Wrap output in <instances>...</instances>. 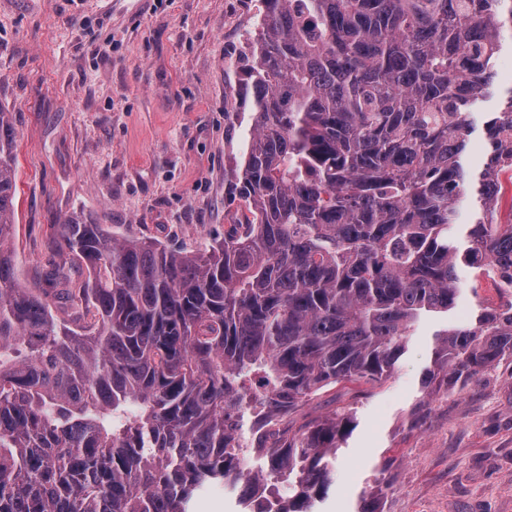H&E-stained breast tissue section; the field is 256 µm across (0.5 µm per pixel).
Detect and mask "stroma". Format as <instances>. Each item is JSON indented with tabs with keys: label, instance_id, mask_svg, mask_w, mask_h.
I'll return each mask as SVG.
<instances>
[{
	"label": "stroma",
	"instance_id": "obj_1",
	"mask_svg": "<svg viewBox=\"0 0 512 512\" xmlns=\"http://www.w3.org/2000/svg\"><path fill=\"white\" fill-rule=\"evenodd\" d=\"M261 10V0H0V109L14 123L24 284L57 261L54 228L69 218L172 249L223 238L239 209L228 184L249 137L242 69ZM494 86L474 114L473 171L512 71L498 68ZM492 295L463 269L456 306L411 327L388 381L304 405L311 417L339 406L355 417L315 512L365 502L374 512H512V364L461 391L423 386L436 333L469 322Z\"/></svg>",
	"mask_w": 512,
	"mask_h": 512
}]
</instances>
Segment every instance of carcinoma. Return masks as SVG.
Wrapping results in <instances>:
<instances>
[{
  "instance_id": "obj_1",
  "label": "carcinoma",
  "mask_w": 512,
  "mask_h": 512,
  "mask_svg": "<svg viewBox=\"0 0 512 512\" xmlns=\"http://www.w3.org/2000/svg\"><path fill=\"white\" fill-rule=\"evenodd\" d=\"M262 4L244 82L252 135L232 182L241 215L205 252L70 219L46 287L23 286L6 247L17 171L0 109V512H190L224 481L251 512H314L352 419L299 422L303 403L386 381L419 318L453 309L461 266L512 287V222L498 218L512 88L476 182L462 163L512 0ZM508 360L512 301L438 334L424 384L463 387ZM256 382L261 475L232 454L224 420L250 414ZM279 481L286 503L267 494Z\"/></svg>"
}]
</instances>
